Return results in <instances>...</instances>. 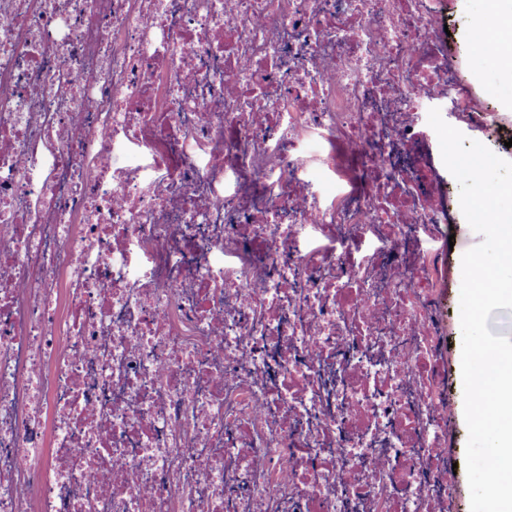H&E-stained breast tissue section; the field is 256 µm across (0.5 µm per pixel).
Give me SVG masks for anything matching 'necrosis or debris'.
<instances>
[{"label":"necrosis or debris","mask_w":512,"mask_h":512,"mask_svg":"<svg viewBox=\"0 0 512 512\" xmlns=\"http://www.w3.org/2000/svg\"><path fill=\"white\" fill-rule=\"evenodd\" d=\"M447 24L446 0H0V512H453L420 114L512 124Z\"/></svg>","instance_id":"1"}]
</instances>
